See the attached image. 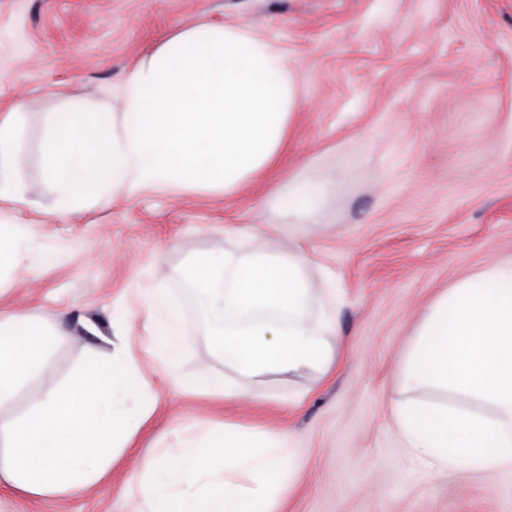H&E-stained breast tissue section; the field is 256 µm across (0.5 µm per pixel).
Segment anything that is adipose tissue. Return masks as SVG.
Here are the masks:
<instances>
[{
    "mask_svg": "<svg viewBox=\"0 0 512 512\" xmlns=\"http://www.w3.org/2000/svg\"><path fill=\"white\" fill-rule=\"evenodd\" d=\"M285 50L250 25L175 26L135 62L112 102L72 99L43 115L42 178L18 185L20 113L0 115V203L57 193L78 224L89 204L189 191L240 194L274 174L301 107ZM329 201L321 175L275 188L271 206L306 219ZM283 228L264 246L216 250L183 273L211 342L209 359L180 370L189 329L163 288L139 309L112 313L111 332L80 315L55 328L28 310L0 319V482L40 499L96 487L155 414L161 386L227 402L268 376L287 377L302 404L336 368L335 281ZM323 303L319 316L310 306ZM141 319L142 333L130 334ZM83 358L50 386L57 345ZM399 436L438 468L512 472V260L458 280L428 304L400 365ZM28 404L12 407L20 396ZM295 472L291 433L237 422H182L141 455L129 495L144 512H275Z\"/></svg>",
    "mask_w": 512,
    "mask_h": 512,
    "instance_id": "adipose-tissue-1",
    "label": "adipose tissue"
}]
</instances>
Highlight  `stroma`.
Returning <instances> with one entry per match:
<instances>
[{"label": "stroma", "instance_id": "35a3bbf8", "mask_svg": "<svg viewBox=\"0 0 512 512\" xmlns=\"http://www.w3.org/2000/svg\"><path fill=\"white\" fill-rule=\"evenodd\" d=\"M252 25L288 52L303 105L280 183L321 171L332 204L300 224L267 192L221 199L169 192L91 208L67 223L44 189L0 210L28 229V250L0 313L65 309L109 328L137 291L169 289L191 330L181 369L209 342L183 279L218 248L262 247L225 235L265 208L309 243L342 288L341 361L301 406L269 377L258 400L227 406L163 390L149 427L88 493L45 501L0 486V512H128L141 451L170 442L187 416L250 425L285 421L296 472L284 512H512V476L437 472L404 447L392 420L399 367L425 306L443 288L512 259V0H0V113L22 115L19 179L41 178V115L65 95L110 101L113 86L173 25Z\"/></svg>", "mask_w": 512, "mask_h": 512}]
</instances>
